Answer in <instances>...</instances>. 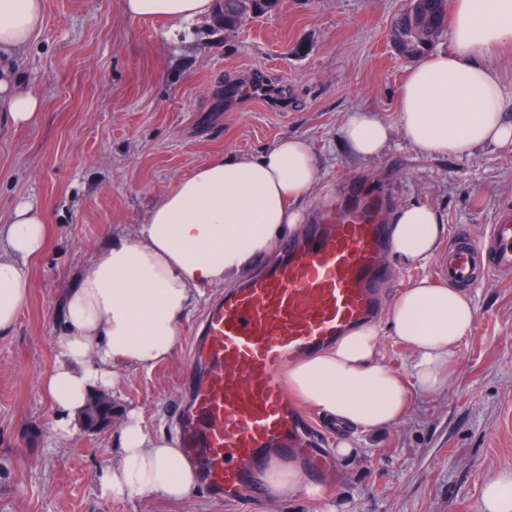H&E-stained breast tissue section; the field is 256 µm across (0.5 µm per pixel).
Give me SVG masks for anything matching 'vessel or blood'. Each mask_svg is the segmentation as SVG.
I'll return each mask as SVG.
<instances>
[{"instance_id":"obj_1","label":"vessel or blood","mask_w":512,"mask_h":512,"mask_svg":"<svg viewBox=\"0 0 512 512\" xmlns=\"http://www.w3.org/2000/svg\"><path fill=\"white\" fill-rule=\"evenodd\" d=\"M386 191L350 183L343 200L281 242L250 279L214 301L190 338L192 374L177 415L184 456L210 495L260 497L258 470L303 458L321 475L318 449L303 447L302 420L284 389L283 370L377 317L391 279ZM437 275L468 287L512 276V209L485 237L456 232Z\"/></svg>"}]
</instances>
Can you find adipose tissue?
I'll return each mask as SVG.
<instances>
[{
	"label": "adipose tissue",
	"instance_id": "ef3b65f1",
	"mask_svg": "<svg viewBox=\"0 0 512 512\" xmlns=\"http://www.w3.org/2000/svg\"><path fill=\"white\" fill-rule=\"evenodd\" d=\"M133 20L162 18L180 25L213 14L214 0H122ZM448 50L415 60L399 89L396 125L370 109L349 111L341 126L352 157L380 155L393 131L421 153L456 159L480 148H512V87L496 68L500 48L512 45V0H449ZM44 26L43 0H0V121L28 125L41 101L22 86L17 66ZM306 140L285 137L257 154L214 156L180 178L148 209L141 223L112 236L74 277L63 301V334L53 371L42 381L54 410L52 433H74L88 398L109 391L122 365L152 369L172 356L178 330L203 289L239 280L273 251L285 228L302 222L298 207L319 179ZM445 226L436 209L412 202L392 217L395 256L425 263L440 250ZM45 242V225L31 202H18L0 225V337L11 335L29 294L30 261ZM476 309L470 293L420 280L389 310L393 336L411 352L418 391L439 392L448 365L470 332ZM288 389L326 419L381 433L404 413V381L381 360L380 327L355 328L288 371ZM102 496L157 493L189 500L198 475L179 448L128 416L115 437ZM268 501L304 484L296 462L279 461L260 476Z\"/></svg>",
	"mask_w": 512,
	"mask_h": 512
}]
</instances>
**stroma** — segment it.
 <instances>
[{"label": "stroma", "instance_id": "obj_1", "mask_svg": "<svg viewBox=\"0 0 512 512\" xmlns=\"http://www.w3.org/2000/svg\"><path fill=\"white\" fill-rule=\"evenodd\" d=\"M405 3L280 0L233 33L209 16L176 34L168 21L126 18L121 0H44V27L19 69L41 113L23 128L0 124V224L27 199L47 227L30 261L28 300L13 334L0 338V512H326L327 501L303 493L226 503L200 489L181 504L99 493L128 411L173 436L186 399L188 338L220 289H206L188 314L169 361L119 368L107 429L55 439L41 384L59 353L63 294L77 271L214 155L305 138L321 161V181L301 205L309 218L355 178L384 188L393 208L434 206L450 235L464 227L480 237L512 206V149L433 158L397 135L368 161L344 150L339 130L349 109L396 121L410 61L388 32ZM256 71L266 93L226 95V85ZM470 292L476 319L444 389L410 390L401 420L381 434L356 433L351 457L337 459L327 446L320 483L341 512H483L485 482L512 471V281H479Z\"/></svg>", "mask_w": 512, "mask_h": 512}]
</instances>
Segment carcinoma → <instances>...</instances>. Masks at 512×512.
<instances>
[{"label": "carcinoma", "mask_w": 512, "mask_h": 512, "mask_svg": "<svg viewBox=\"0 0 512 512\" xmlns=\"http://www.w3.org/2000/svg\"><path fill=\"white\" fill-rule=\"evenodd\" d=\"M279 0H215L216 15L226 32H232L248 21H256L277 7ZM447 32V10L444 0H419L410 3L395 17L391 37L401 52L412 59L429 53ZM114 407L106 395L93 398L85 412L83 428L98 431L112 423Z\"/></svg>", "instance_id": "cac0c4a2"}]
</instances>
